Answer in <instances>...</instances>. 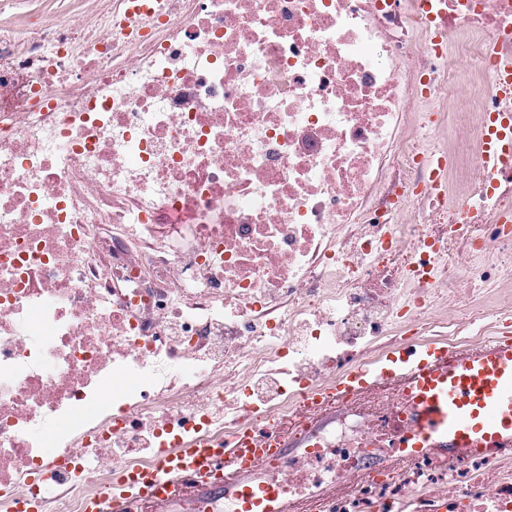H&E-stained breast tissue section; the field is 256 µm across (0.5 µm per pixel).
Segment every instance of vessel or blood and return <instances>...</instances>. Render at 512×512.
Returning a JSON list of instances; mask_svg holds the SVG:
<instances>
[{"mask_svg": "<svg viewBox=\"0 0 512 512\" xmlns=\"http://www.w3.org/2000/svg\"><path fill=\"white\" fill-rule=\"evenodd\" d=\"M512 145V119L491 124L481 156L498 169ZM392 383L401 396L395 430L399 453L449 460L495 456L512 448V335L465 353L434 342L404 347L351 371L316 393L325 403ZM294 451L267 447L247 434L212 448L196 441L167 450L144 469L115 470L88 498L84 512H296L284 469Z\"/></svg>", "mask_w": 512, "mask_h": 512, "instance_id": "obj_1", "label": "vessel or blood"}]
</instances>
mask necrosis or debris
<instances>
[{"label": "necrosis or debris", "instance_id": "necrosis-or-debris-1", "mask_svg": "<svg viewBox=\"0 0 512 512\" xmlns=\"http://www.w3.org/2000/svg\"><path fill=\"white\" fill-rule=\"evenodd\" d=\"M505 69L512 0H0V512L250 430L326 512H512V451L381 458L393 388L306 405L512 327ZM497 123V120H493L485 133L481 156L482 166L489 174L497 171L503 148L507 146L509 150L512 142V117L499 121V125ZM507 129L510 131L507 132Z\"/></svg>", "mask_w": 512, "mask_h": 512}]
</instances>
